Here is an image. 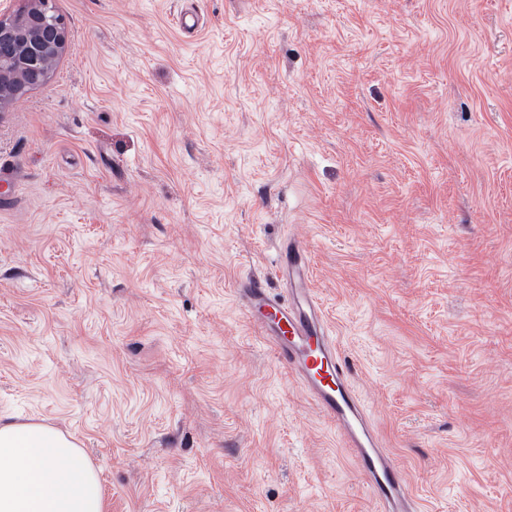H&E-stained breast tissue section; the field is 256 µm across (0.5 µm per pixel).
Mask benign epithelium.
<instances>
[{"label": "benign epithelium", "instance_id": "benign-epithelium-1", "mask_svg": "<svg viewBox=\"0 0 512 512\" xmlns=\"http://www.w3.org/2000/svg\"><path fill=\"white\" fill-rule=\"evenodd\" d=\"M67 48L63 20L49 0H28L20 12L0 15V112L14 106L34 84L48 79Z\"/></svg>", "mask_w": 512, "mask_h": 512}]
</instances>
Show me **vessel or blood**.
Instances as JSON below:
<instances>
[{
  "label": "vessel or blood",
  "instance_id": "1",
  "mask_svg": "<svg viewBox=\"0 0 512 512\" xmlns=\"http://www.w3.org/2000/svg\"><path fill=\"white\" fill-rule=\"evenodd\" d=\"M288 281L285 296L271 295L266 281L240 278L234 293L250 322L270 344L279 364L350 448L379 512H413L409 487L372 427L332 336L312 286L311 261L298 244H289L281 261Z\"/></svg>",
  "mask_w": 512,
  "mask_h": 512
}]
</instances>
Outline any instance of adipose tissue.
<instances>
[{
  "label": "adipose tissue",
  "instance_id": "adipose-tissue-1",
  "mask_svg": "<svg viewBox=\"0 0 512 512\" xmlns=\"http://www.w3.org/2000/svg\"><path fill=\"white\" fill-rule=\"evenodd\" d=\"M0 512H105L98 474L56 428L0 424Z\"/></svg>",
  "mask_w": 512,
  "mask_h": 512
}]
</instances>
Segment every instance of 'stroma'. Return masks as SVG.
Listing matches in <instances>:
<instances>
[{
	"label": "stroma",
	"mask_w": 512,
	"mask_h": 512,
	"mask_svg": "<svg viewBox=\"0 0 512 512\" xmlns=\"http://www.w3.org/2000/svg\"><path fill=\"white\" fill-rule=\"evenodd\" d=\"M50 5L0 112V421L106 512H374L233 292L296 239L419 512H512V0Z\"/></svg>",
	"instance_id": "1"
}]
</instances>
